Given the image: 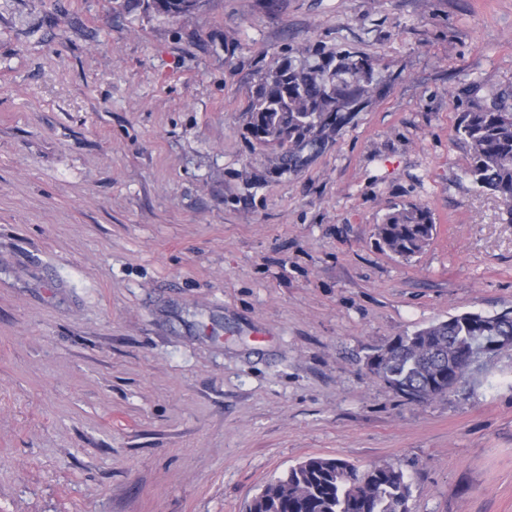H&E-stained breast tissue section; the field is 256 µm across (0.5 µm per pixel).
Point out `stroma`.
Returning a JSON list of instances; mask_svg holds the SVG:
<instances>
[{
	"instance_id": "obj_1",
	"label": "stroma",
	"mask_w": 512,
	"mask_h": 512,
	"mask_svg": "<svg viewBox=\"0 0 512 512\" xmlns=\"http://www.w3.org/2000/svg\"><path fill=\"white\" fill-rule=\"evenodd\" d=\"M322 47L368 103L299 170L253 148L265 68ZM512 93V0H0V512H246L313 457L409 512H512V349L418 404L366 361L512 309V224L462 113ZM435 231L405 259L394 209ZM153 5L158 11L172 18H179L197 11L202 3L191 0H153ZM435 224L430 211L422 205H410L386 215L377 234L389 251L404 258L419 253L431 239Z\"/></svg>"
}]
</instances>
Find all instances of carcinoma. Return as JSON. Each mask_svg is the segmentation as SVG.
Here are the masks:
<instances>
[{
    "label": "carcinoma",
    "mask_w": 512,
    "mask_h": 512,
    "mask_svg": "<svg viewBox=\"0 0 512 512\" xmlns=\"http://www.w3.org/2000/svg\"><path fill=\"white\" fill-rule=\"evenodd\" d=\"M172 17L191 14L199 0H153ZM372 66L364 58L307 49L269 68L260 78L247 109L252 144L272 155L284 173L300 167L323 144L327 129L354 112L373 92ZM458 133L471 149L466 174L498 195L512 223V107L494 103L465 112ZM435 224L430 211L413 204L386 215L377 234L389 251L404 258L419 253ZM512 334V312H465L438 321L382 347L388 358H368L373 377L384 376L394 394L417 403L444 396L451 382L462 383L467 357L491 329ZM410 484L393 464L361 470L333 457H309L269 482L247 512H407Z\"/></svg>",
    "instance_id": "obj_1"
}]
</instances>
